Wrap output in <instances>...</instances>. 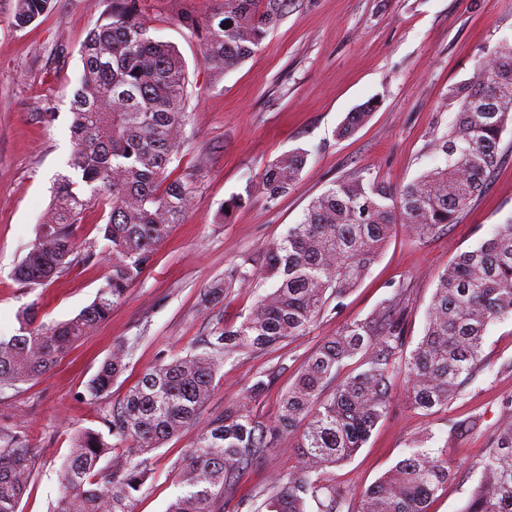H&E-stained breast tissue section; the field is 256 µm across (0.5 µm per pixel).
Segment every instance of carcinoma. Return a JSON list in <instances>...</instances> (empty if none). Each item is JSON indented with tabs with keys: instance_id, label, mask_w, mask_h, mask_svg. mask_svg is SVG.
<instances>
[{
	"instance_id": "cac0c4a2",
	"label": "carcinoma",
	"mask_w": 512,
	"mask_h": 512,
	"mask_svg": "<svg viewBox=\"0 0 512 512\" xmlns=\"http://www.w3.org/2000/svg\"><path fill=\"white\" fill-rule=\"evenodd\" d=\"M54 0H15L14 25L24 28ZM203 18L185 24L200 39L201 56L216 77L254 54L283 19L288 0H218ZM82 74L71 102L73 174L58 177L14 280L34 289L78 260L72 227L91 201L108 210L100 237L84 258L111 256L109 275L93 302L74 318L46 324L36 304L21 313L19 333L0 336V393L46 374L75 342L89 335L141 278L157 247L192 205L193 174L173 176L181 154L187 68L168 42L140 18L139 0H112L105 22L80 47ZM459 110L434 144L437 163L391 189L361 171L314 198L301 220L266 246L261 265L250 258L224 271L203 294L209 311L229 288L256 277L274 281L242 321L212 329L200 351L159 356L143 370L119 407L104 417L108 432L71 435L58 497L50 512H135L150 471L147 454L197 424L224 364L242 352L274 348L306 331L331 300L354 288L398 227L427 237L448 228L484 190L500 160L499 144L512 125V41L482 51L469 78L451 87ZM366 105L348 115L347 137L369 117ZM303 149L269 163L256 188L224 203L232 210L258 193L274 201L293 187L307 163ZM408 286L401 284L365 319L346 325L305 361L283 394L275 423L226 411L199 427L174 475L180 492L165 512H223L224 491L274 447L277 435H299V465L264 491L265 512H429L448 487L445 448L413 446L359 498L330 483L328 468L351 459L386 415L390 378L407 374L414 409L445 408L485 369L488 327L512 318V218L459 254L440 276L422 338L404 353ZM137 339L113 346L86 389L96 404L130 367ZM360 371L341 376L349 359ZM105 466H100L102 460ZM25 434L0 429V512H19L31 481ZM461 512H512V414L492 436L481 476Z\"/></svg>"
}]
</instances>
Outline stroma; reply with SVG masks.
Here are the masks:
<instances>
[{
	"instance_id": "35a3bbf8",
	"label": "stroma",
	"mask_w": 512,
	"mask_h": 512,
	"mask_svg": "<svg viewBox=\"0 0 512 512\" xmlns=\"http://www.w3.org/2000/svg\"><path fill=\"white\" fill-rule=\"evenodd\" d=\"M217 3L140 0L151 34L174 45L187 65L189 120L178 170L193 172L194 202L107 320L40 379L0 394V426L25 429L31 450V483L21 512H48L70 435L80 428L104 430V410L122 401L159 354L202 345L211 329L247 313L257 294L248 285L231 288L210 314L199 311L205 288L228 267L260 258L336 180L368 168L396 188L432 167L434 140L458 110L449 88L469 76L481 48L512 40V0H291L286 18L261 48L217 78L202 61L198 39L180 23L182 14L202 17ZM110 9L111 0H55L49 13L18 29L14 0H0V336L14 335L21 312L33 303L42 321L73 318L92 303L109 272L98 257L34 290L12 278L53 199L55 178L70 171L79 50ZM370 101L376 104L370 119L339 138L349 112ZM297 148L309 157L286 195L272 202L256 196L221 214L224 201L257 183L268 162ZM501 149L489 185L455 224L425 239L398 229L340 306H327L309 329L275 349L226 362L201 420L244 409L274 422L283 393L315 348L345 323L366 318L402 282L410 286L405 348L413 350L439 275L458 252L477 246L492 225L512 217V126ZM133 337L139 344L129 370L105 399L89 403L86 383L115 342ZM482 357L485 371L448 408L431 414L412 408L406 377L395 376L387 414L351 460L332 468L331 479L357 496L413 444L444 445L448 488L431 512H459L512 401V319L489 326ZM258 379L266 390L247 397L246 387ZM473 414L481 417L480 431L451 434L454 422ZM196 440L197 429L190 426L151 453L152 473L136 512H165L178 492L172 467ZM297 444L296 435L283 436L244 470L224 493V512H258L270 476L295 470Z\"/></svg>"
}]
</instances>
